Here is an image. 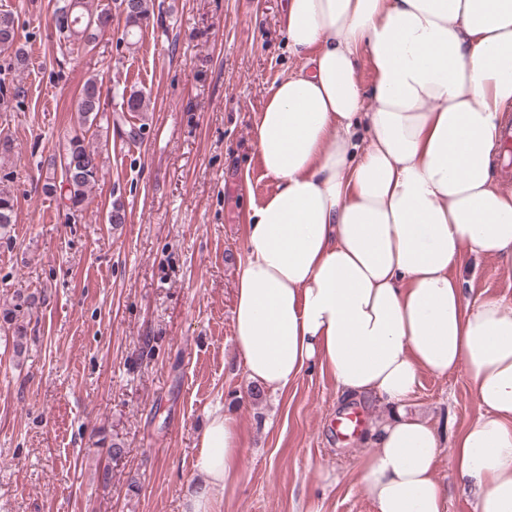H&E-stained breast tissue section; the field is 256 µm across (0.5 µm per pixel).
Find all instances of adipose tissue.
I'll return each instance as SVG.
<instances>
[{
  "label": "adipose tissue",
  "instance_id": "adipose-tissue-1",
  "mask_svg": "<svg viewBox=\"0 0 512 512\" xmlns=\"http://www.w3.org/2000/svg\"><path fill=\"white\" fill-rule=\"evenodd\" d=\"M279 25L303 66L253 129L275 188L235 288L246 378L279 391L317 363L346 398L387 407L358 463L375 512H447L439 435L404 406L421 373L465 368L478 414L448 468L473 512H512V306L466 300L454 275L467 255L512 270V189L495 178L512 0H286ZM239 458L235 418L211 409L182 512H214Z\"/></svg>",
  "mask_w": 512,
  "mask_h": 512
}]
</instances>
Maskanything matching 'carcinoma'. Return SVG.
Here are the masks:
<instances>
[{
	"label": "carcinoma",
	"instance_id": "1",
	"mask_svg": "<svg viewBox=\"0 0 512 512\" xmlns=\"http://www.w3.org/2000/svg\"><path fill=\"white\" fill-rule=\"evenodd\" d=\"M84 0H60L55 6L54 22L59 31L67 37L90 42L95 39L101 15L84 12ZM125 16L126 33L135 34L154 17V0H127L122 10ZM16 42L15 17L10 12L0 13V47L8 49ZM102 80L91 77L83 85L77 101L80 123H94L101 112ZM99 174V155L84 144V139L74 136L68 142L65 153L51 162V172L47 176L45 189L57 192L69 201L71 214L83 210L88 191L95 185ZM16 223V208L13 195L0 189V228ZM37 301L35 294L15 295L12 307L0 313V322L12 331L13 347L16 356L25 350L23 339L27 334L25 324L19 322V315L31 310Z\"/></svg>",
	"mask_w": 512,
	"mask_h": 512
}]
</instances>
